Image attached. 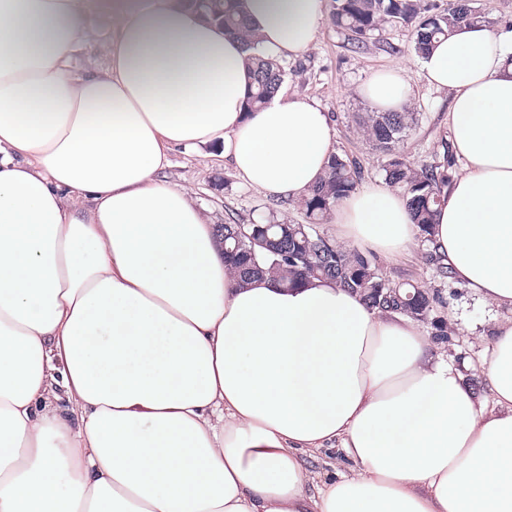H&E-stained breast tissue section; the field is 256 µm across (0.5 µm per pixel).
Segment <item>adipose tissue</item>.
I'll list each match as a JSON object with an SVG mask.
<instances>
[{
    "instance_id": "ef3b65f1",
    "label": "adipose tissue",
    "mask_w": 512,
    "mask_h": 512,
    "mask_svg": "<svg viewBox=\"0 0 512 512\" xmlns=\"http://www.w3.org/2000/svg\"><path fill=\"white\" fill-rule=\"evenodd\" d=\"M259 53L301 57L324 0H236ZM112 20L100 34L94 17ZM82 43L103 70L74 73ZM249 53L191 0H0V512H512V319L487 346L483 406L409 317L331 281H241L174 149L222 144L250 188L301 198L334 151L313 100L245 110ZM405 69L361 95L400 110ZM461 170L431 247L512 312V30L435 41ZM338 238L394 261L405 198L373 184ZM356 468L313 485L304 455Z\"/></svg>"
}]
</instances>
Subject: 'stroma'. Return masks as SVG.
Wrapping results in <instances>:
<instances>
[{
  "mask_svg": "<svg viewBox=\"0 0 512 512\" xmlns=\"http://www.w3.org/2000/svg\"><path fill=\"white\" fill-rule=\"evenodd\" d=\"M403 63L407 68L410 93L407 103L416 112L418 123L399 145L401 155L415 167L441 159L442 144L448 140L449 96L431 88L418 77V56L413 49L410 27L387 28L376 42L357 50L351 48L345 31L325 21L316 41L302 57L284 61L282 87L314 99L332 121L337 153L357 157L362 165L360 186L382 182L385 156L372 150L360 135L357 117L370 106L359 89L376 71ZM219 146L204 145L195 151H175L162 181L191 189L197 205L203 207L212 223L231 219L240 224L282 220L305 223L298 201L265 196L245 185L218 157ZM390 278L409 281L440 290L444 300L438 313L450 319L455 328L448 342L438 350L463 378H483L485 345L479 332L490 330L503 320L496 310L473 297L463 285L439 283L425 261L422 247L416 246L397 262L383 264Z\"/></svg>",
  "mask_w": 512,
  "mask_h": 512,
  "instance_id": "stroma-1",
  "label": "stroma"
}]
</instances>
